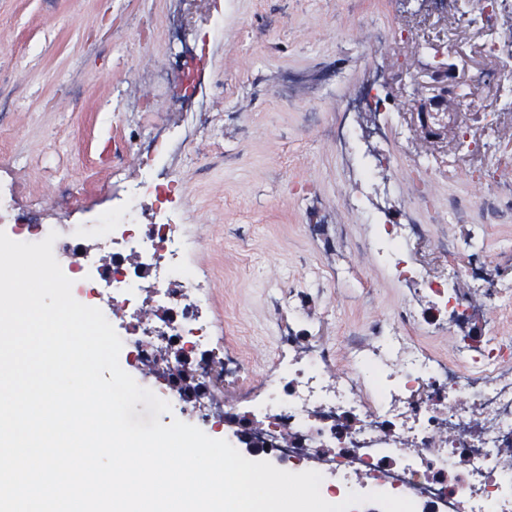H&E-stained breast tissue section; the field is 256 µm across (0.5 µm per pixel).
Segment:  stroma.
Returning <instances> with one entry per match:
<instances>
[{
  "instance_id": "35a3bbf8",
  "label": "stroma",
  "mask_w": 512,
  "mask_h": 512,
  "mask_svg": "<svg viewBox=\"0 0 512 512\" xmlns=\"http://www.w3.org/2000/svg\"><path fill=\"white\" fill-rule=\"evenodd\" d=\"M415 0H0V183L10 187L0 211L35 224L84 230L112 206L113 154L137 134L169 131L166 168L177 182L180 222L195 241L190 260L210 283L209 311L217 346L241 355L249 378L216 376L217 405L247 411L277 357L279 338L344 347L371 325L393 318L403 290L360 244L371 224L348 211L354 161L326 138L324 125L343 119L346 100L366 68L392 69V54L366 42L381 19L417 28L397 52L419 72L427 34ZM224 16V36L208 66L226 94L201 98L202 124L171 105L178 83L167 62L179 30ZM292 106H285V99ZM409 141L387 142L398 158L389 178L409 190L408 162L417 154L452 167L439 178L440 205H465L447 224L418 209L428 231L415 244L418 262L438 270L461 266L464 252L440 248L487 227L490 246L512 243V221L491 223L486 188L471 169L483 157H458L459 130L482 137L483 117L458 112L453 126L429 137L414 106L396 98ZM349 272L338 286L325 278Z\"/></svg>"
}]
</instances>
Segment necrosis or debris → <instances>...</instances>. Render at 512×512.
I'll return each mask as SVG.
<instances>
[{"label": "necrosis or debris", "mask_w": 512, "mask_h": 512, "mask_svg": "<svg viewBox=\"0 0 512 512\" xmlns=\"http://www.w3.org/2000/svg\"><path fill=\"white\" fill-rule=\"evenodd\" d=\"M454 27L476 35L478 54L512 69V34L496 23L512 0H454ZM223 22L212 18L208 32L195 35L194 47L172 43L168 59L179 76L174 104L185 108L206 81L210 40L219 39ZM346 111L367 113L375 137L393 130V106L382 72H373L349 98ZM138 162V181L113 201L98 220V237L112 253L109 271L81 236L56 239L54 250L69 251L79 265L65 268L78 287L77 300L96 306L100 293L114 305L135 310L143 286H151L160 310L157 320H134L121 335L127 357L151 361L156 352L178 353L173 375L161 378L160 398L191 403L203 423L221 419L248 441L253 457L292 463L297 471L335 474L321 483L320 493L331 504L349 493L363 495L351 512H382L369 494L384 492L411 500L415 512H512V341L498 336L495 319L512 299V281L498 278V253L484 245L483 225L469 234L466 268L438 274L412 261L413 239L425 227L415 220L418 206L436 210L428 193L434 171L423 160L411 166L414 191L402 198L405 223L395 224L385 212L364 246L377 252L390 276L410 292L388 322H379L368 337L352 341L347 371L331 372L332 347L299 345L288 333L280 338L275 371L268 387L251 405L252 420L233 407L217 408L211 376L247 375L237 356H214L215 329L205 316L209 283L186 261L188 242L178 222L174 181H160L155 164L162 156L157 139L130 141L119 147L116 168L127 156ZM394 162L385 150L370 155L356 171L350 202L359 206ZM468 277V291L457 286ZM448 331L455 339L450 358L416 345L411 333Z\"/></svg>", "instance_id": "obj_1"}]
</instances>
